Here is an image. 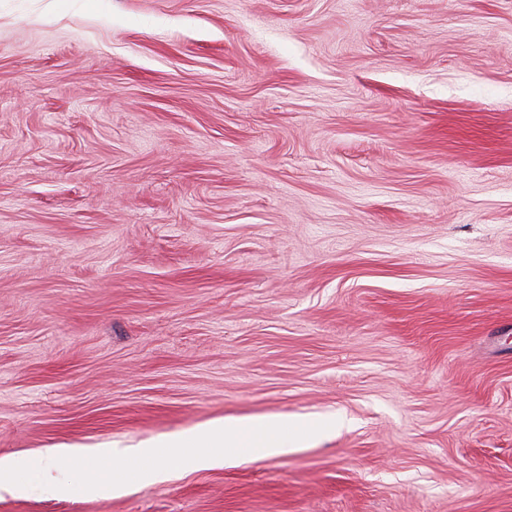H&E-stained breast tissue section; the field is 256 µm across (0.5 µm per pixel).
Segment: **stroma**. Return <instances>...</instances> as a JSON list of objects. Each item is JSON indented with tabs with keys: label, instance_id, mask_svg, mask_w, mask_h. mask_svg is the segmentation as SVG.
<instances>
[{
	"label": "stroma",
	"instance_id": "obj_1",
	"mask_svg": "<svg viewBox=\"0 0 512 512\" xmlns=\"http://www.w3.org/2000/svg\"><path fill=\"white\" fill-rule=\"evenodd\" d=\"M283 415L0 512H512V0H0V457Z\"/></svg>",
	"mask_w": 512,
	"mask_h": 512
}]
</instances>
